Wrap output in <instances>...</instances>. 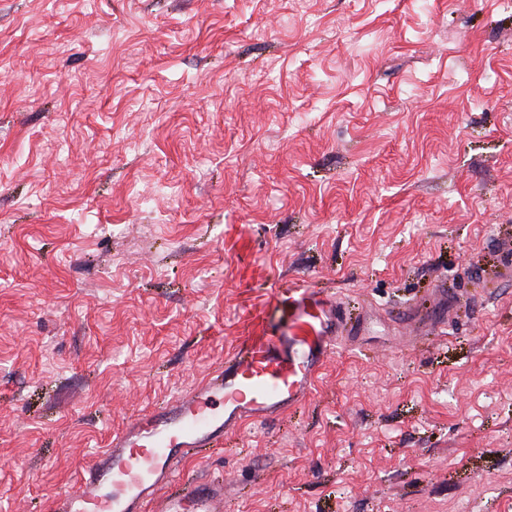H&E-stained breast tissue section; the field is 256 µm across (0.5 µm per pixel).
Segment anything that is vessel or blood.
Instances as JSON below:
<instances>
[{"label": "vessel or blood", "mask_w": 512, "mask_h": 512, "mask_svg": "<svg viewBox=\"0 0 512 512\" xmlns=\"http://www.w3.org/2000/svg\"><path fill=\"white\" fill-rule=\"evenodd\" d=\"M308 319L297 336H260L243 342L231 361L166 406L142 414L108 440L86 467L75 489L52 500V512H219L224 483L200 481L180 489V464L224 444L247 422H263L297 406L316 371L333 351L322 327L333 307L306 296Z\"/></svg>", "instance_id": "1"}]
</instances>
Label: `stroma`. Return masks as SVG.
I'll list each match as a JSON object with an SVG mask.
<instances>
[{
    "mask_svg": "<svg viewBox=\"0 0 512 512\" xmlns=\"http://www.w3.org/2000/svg\"><path fill=\"white\" fill-rule=\"evenodd\" d=\"M510 263L502 0H0V512H51L113 431L296 334L298 290L334 353L180 485L512 512ZM303 313H307L308 316L318 318L321 325L327 327L328 322L333 320V305L329 304L328 301L320 296H306L301 308Z\"/></svg>",
    "mask_w": 512,
    "mask_h": 512,
    "instance_id": "obj_1",
    "label": "stroma"
}]
</instances>
